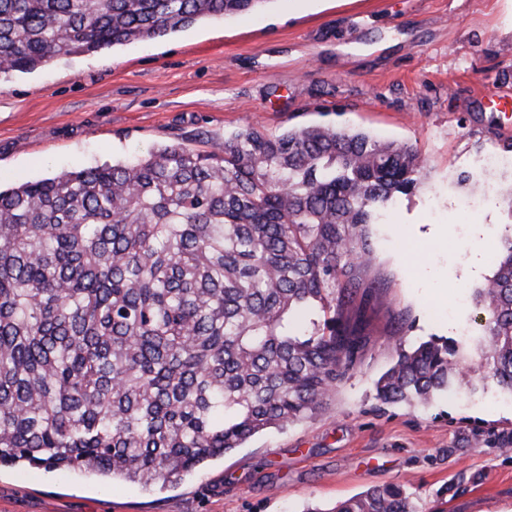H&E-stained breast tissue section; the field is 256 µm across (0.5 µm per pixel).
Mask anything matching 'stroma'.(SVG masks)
Wrapping results in <instances>:
<instances>
[{
	"instance_id": "35a3bbf8",
	"label": "stroma",
	"mask_w": 512,
	"mask_h": 512,
	"mask_svg": "<svg viewBox=\"0 0 512 512\" xmlns=\"http://www.w3.org/2000/svg\"><path fill=\"white\" fill-rule=\"evenodd\" d=\"M325 124L416 148L422 186L371 225L363 347L326 409L151 492L0 469V512H327L403 485L418 512H512V395L385 404L399 344L477 330L473 288L512 218V0H270L155 40L0 80V185L200 152L245 127ZM447 227L444 236L433 225Z\"/></svg>"
}]
</instances>
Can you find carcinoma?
Listing matches in <instances>:
<instances>
[{
  "label": "carcinoma",
  "mask_w": 512,
  "mask_h": 512,
  "mask_svg": "<svg viewBox=\"0 0 512 512\" xmlns=\"http://www.w3.org/2000/svg\"><path fill=\"white\" fill-rule=\"evenodd\" d=\"M268 2L0 0V76ZM425 169L363 132L247 127L0 188V468L164 486L320 412L362 349L369 226ZM501 243L481 335L399 346L379 400L512 395V224ZM306 512L416 510L389 484Z\"/></svg>",
  "instance_id": "cac0c4a2"
}]
</instances>
